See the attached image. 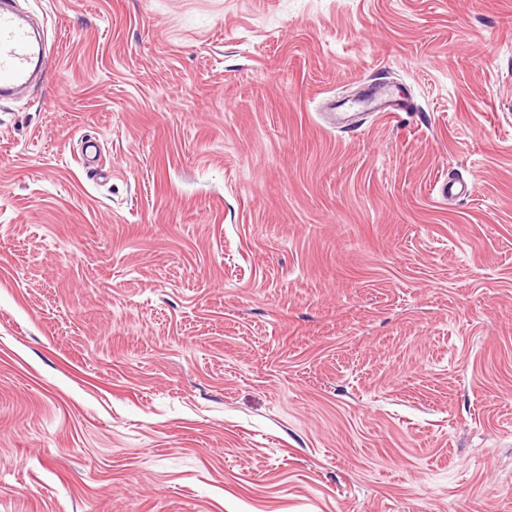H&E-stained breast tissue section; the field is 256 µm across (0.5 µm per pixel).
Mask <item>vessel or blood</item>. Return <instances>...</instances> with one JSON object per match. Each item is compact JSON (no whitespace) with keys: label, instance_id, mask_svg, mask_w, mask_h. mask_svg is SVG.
<instances>
[{"label":"vessel or blood","instance_id":"obj_1","mask_svg":"<svg viewBox=\"0 0 512 512\" xmlns=\"http://www.w3.org/2000/svg\"><path fill=\"white\" fill-rule=\"evenodd\" d=\"M49 61L28 17L12 0H0V101L27 91Z\"/></svg>","mask_w":512,"mask_h":512}]
</instances>
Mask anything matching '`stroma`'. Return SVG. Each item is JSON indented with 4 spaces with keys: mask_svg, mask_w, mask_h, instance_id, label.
<instances>
[{
    "mask_svg": "<svg viewBox=\"0 0 512 512\" xmlns=\"http://www.w3.org/2000/svg\"><path fill=\"white\" fill-rule=\"evenodd\" d=\"M17 2L0 512H512V0ZM28 17L10 0L0 1V101L27 91L49 66ZM388 96L386 99L385 97ZM392 92L390 89L375 88L372 94L365 100L364 108L370 112H398L403 110L399 104L390 100Z\"/></svg>",
    "mask_w": 512,
    "mask_h": 512,
    "instance_id": "stroma-1",
    "label": "stroma"
}]
</instances>
